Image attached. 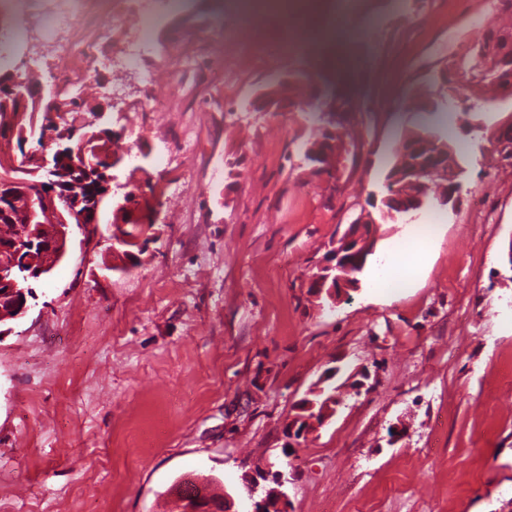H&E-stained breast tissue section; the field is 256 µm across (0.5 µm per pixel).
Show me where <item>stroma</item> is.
I'll return each mask as SVG.
<instances>
[{
    "mask_svg": "<svg viewBox=\"0 0 512 512\" xmlns=\"http://www.w3.org/2000/svg\"><path fill=\"white\" fill-rule=\"evenodd\" d=\"M218 2L185 0L149 30L139 66L153 85L128 75L112 103L104 64L84 94L115 104L121 142L149 150L126 153L117 183H151L160 206L132 258L73 232L0 337V512H172L188 476L248 512L242 477L266 465L287 478L289 512H512V159L492 155L512 93L433 82L481 37L474 18L502 34L501 0H354L351 64L323 62L314 81L360 101L361 147L336 194L304 158L310 113L246 106L281 72L310 71L312 51L282 67L239 53L218 83L187 72L172 108L152 111L181 53L163 30L237 27ZM297 26L259 13L242 36L279 47ZM67 63L34 41L5 66L48 86ZM403 72L457 109L448 142L464 174L420 278L389 297L372 281L408 226L381 216L386 168L403 132L433 122L406 110L390 82ZM363 213L379 219L375 252L329 308L311 281ZM336 366L342 406L296 434V403Z\"/></svg>",
    "mask_w": 512,
    "mask_h": 512,
    "instance_id": "stroma-1",
    "label": "stroma"
}]
</instances>
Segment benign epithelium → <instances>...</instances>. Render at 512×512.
Segmentation results:
<instances>
[{
	"mask_svg": "<svg viewBox=\"0 0 512 512\" xmlns=\"http://www.w3.org/2000/svg\"><path fill=\"white\" fill-rule=\"evenodd\" d=\"M295 81V75L284 73L263 89H261L251 101H260L266 112H290L293 105L288 102V84ZM11 93L0 97V103L19 113L28 111L31 103L43 104L49 108L59 102L61 91L52 88L48 91L41 87H23L16 91V80L10 81ZM342 94L336 95V103L327 104L319 108L322 129L327 137L313 142L306 148V157L315 163V170L326 176L332 187L340 188L342 178V165L344 156L350 151L349 145L341 138V133L336 124V114L339 112L356 111L354 100L344 103ZM109 121L107 112L103 109L93 114V119L81 116V120L75 124V128L69 131L56 130L49 125L41 128V146L34 151H20L18 144H26V141H17L18 130H13L0 139V158L5 161L10 173L26 175L24 179H15L12 176L0 178V197L5 201L15 204L18 199H23L29 210L35 209L52 211L56 214V232L50 239L44 238L41 227L38 224H24L18 227L14 238V246L11 248L0 247V301L11 300L10 314L5 319L17 321L26 316L32 308L31 301L37 298L36 293H27V289L21 284L29 281H45L49 278L54 268L68 255L69 234L73 228H78L88 239L103 237L99 227L100 205L87 202L81 196L77 183L61 168V160L77 155L84 165L96 167V163L107 161L116 167L119 162L114 158H105L102 146L95 147L93 154L95 159L87 158L89 150V135L83 133V128L89 124L105 123ZM447 151V147L436 144L435 152L427 155L420 154V148L412 145L392 165L385 175V182L395 186L408 179L417 184H424L423 175L439 158V154ZM463 170L454 169L452 172H443L446 179L447 194L431 197L422 191L403 201L395 192H390L382 199L383 215L397 219L403 211H417L428 206L445 208L456 203L462 189L461 176ZM145 196L142 189L130 190L112 203L113 224L112 233L108 240L112 242V252H118V247L125 244L126 236L123 234L126 224H153L158 210L156 204L151 208L137 205L129 201L130 196ZM372 220L357 219L349 225L344 234L336 240L333 249L332 262L320 269L313 288L318 293L326 295L327 299L337 305L347 291L356 287L352 269L354 257L369 255L373 252L376 240L370 225ZM29 251L23 255V251ZM39 252L47 256L42 263H36L30 259V254ZM324 389L315 385L308 392L307 397L298 404L299 414L304 426H321L331 419L340 406L337 398L316 400L322 395ZM275 486L265 491V496L254 502L253 512H287L286 493L280 490L285 483L284 475L275 473L272 475ZM176 512H196L193 502L182 493V488L174 486L170 490Z\"/></svg>",
	"mask_w": 512,
	"mask_h": 512,
	"instance_id": "7a95c632",
	"label": "benign epithelium"
}]
</instances>
